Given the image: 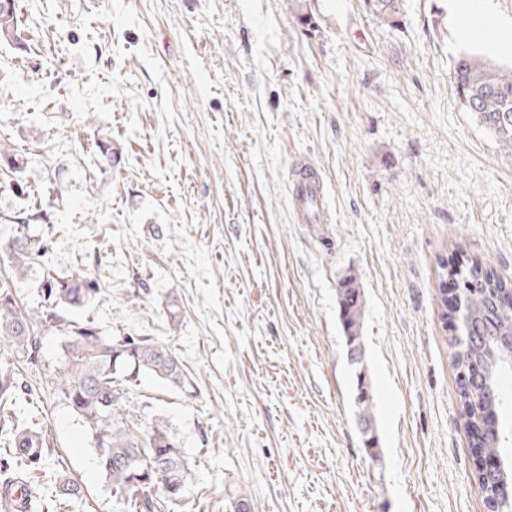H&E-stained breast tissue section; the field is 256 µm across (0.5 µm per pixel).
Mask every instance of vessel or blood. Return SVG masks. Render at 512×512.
<instances>
[{
	"mask_svg": "<svg viewBox=\"0 0 512 512\" xmlns=\"http://www.w3.org/2000/svg\"><path fill=\"white\" fill-rule=\"evenodd\" d=\"M289 194L292 214L297 222L332 223L333 216L325 202L324 179L316 165L304 163L294 167Z\"/></svg>",
	"mask_w": 512,
	"mask_h": 512,
	"instance_id": "1",
	"label": "vessel or blood"
}]
</instances>
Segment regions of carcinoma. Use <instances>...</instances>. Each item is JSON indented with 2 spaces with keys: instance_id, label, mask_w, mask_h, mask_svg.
<instances>
[{
  "instance_id": "1",
  "label": "carcinoma",
  "mask_w": 512,
  "mask_h": 512,
  "mask_svg": "<svg viewBox=\"0 0 512 512\" xmlns=\"http://www.w3.org/2000/svg\"><path fill=\"white\" fill-rule=\"evenodd\" d=\"M365 4L387 23L395 22L400 13V0H365ZM18 40L19 18L14 0H0V41L16 44ZM453 83L467 111L504 149L512 151V69L491 67L464 52L455 60ZM6 254L10 274L14 276L23 273L43 252L18 235L9 242ZM439 268L441 279L458 276L463 284L460 306L444 316L454 330L449 347L458 372V396L469 410L473 430L478 432L479 450L499 456L504 452V429L493 421L483 424L476 417L487 406L477 368L486 363V345L495 358L494 378H499L501 365L512 361V287L477 266L463 271L441 258ZM98 292L95 280L83 271L67 279L49 276L44 292L45 309L59 305L81 307ZM339 298L347 339L354 344L357 357L362 352L363 297L354 279L349 278L341 285ZM35 325L36 316L21 310L9 283L0 280V342L6 339L18 352L30 353ZM61 348L59 395L89 431L97 466L112 496L123 505V512H170L187 481L184 455L165 421L155 422L143 433L137 431L136 424H128L132 417L126 411L117 377L135 380L148 374L178 387L185 382L181 361L150 337L114 339L92 321H67L62 328ZM18 387L16 372L0 368V410L8 406ZM372 401L364 378H358L356 403L361 421L368 428ZM21 438L41 449V459L51 455L49 438L37 422L20 429L10 427L9 452L25 463L27 459L14 449ZM55 494L60 501H70L83 497V488L63 474Z\"/></svg>"
}]
</instances>
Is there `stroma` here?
Returning <instances> with one entry per match:
<instances>
[{
  "mask_svg": "<svg viewBox=\"0 0 512 512\" xmlns=\"http://www.w3.org/2000/svg\"><path fill=\"white\" fill-rule=\"evenodd\" d=\"M448 4L402 0L388 25L363 0H15L0 245L25 217L46 253L12 289L37 311L47 276L87 272L98 293L57 316L178 355L182 388L125 385L141 427L165 420L185 456L171 512L242 497L250 512H487L441 319L458 285L438 260L512 284V154L450 79L460 52L510 68L512 47L458 33ZM305 158L333 223L292 217L288 174ZM349 275L359 364L339 317ZM35 339L31 360L0 344V368L23 376L9 418H38L53 446L22 479L41 497L59 473L77 480L84 498L57 512H122L57 395L59 332Z\"/></svg>",
  "mask_w": 512,
  "mask_h": 512,
  "instance_id": "obj_1",
  "label": "stroma"
}]
</instances>
